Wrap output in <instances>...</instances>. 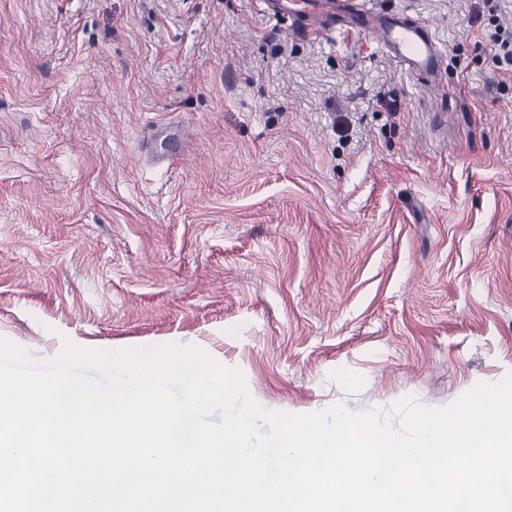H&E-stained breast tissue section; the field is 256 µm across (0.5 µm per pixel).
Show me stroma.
Masks as SVG:
<instances>
[{"label": "stroma", "mask_w": 512, "mask_h": 512, "mask_svg": "<svg viewBox=\"0 0 512 512\" xmlns=\"http://www.w3.org/2000/svg\"><path fill=\"white\" fill-rule=\"evenodd\" d=\"M365 5L439 73L267 0H0V338L197 347L292 414L512 375V0Z\"/></svg>", "instance_id": "1"}]
</instances>
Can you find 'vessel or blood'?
Returning <instances> with one entry per match:
<instances>
[{
    "instance_id": "vessel-or-blood-1",
    "label": "vessel or blood",
    "mask_w": 512,
    "mask_h": 512,
    "mask_svg": "<svg viewBox=\"0 0 512 512\" xmlns=\"http://www.w3.org/2000/svg\"><path fill=\"white\" fill-rule=\"evenodd\" d=\"M311 18L305 28L312 33L327 29L370 35L377 46L398 57L410 72L437 69L442 60L438 38L417 24L391 19L372 23L359 0H313Z\"/></svg>"
}]
</instances>
